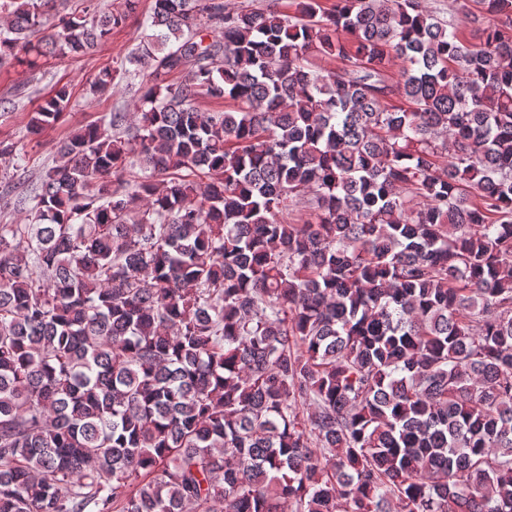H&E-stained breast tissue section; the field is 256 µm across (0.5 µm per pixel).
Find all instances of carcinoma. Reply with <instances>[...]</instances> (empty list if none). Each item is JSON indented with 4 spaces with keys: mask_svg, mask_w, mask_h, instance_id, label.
Here are the masks:
<instances>
[{
    "mask_svg": "<svg viewBox=\"0 0 512 512\" xmlns=\"http://www.w3.org/2000/svg\"><path fill=\"white\" fill-rule=\"evenodd\" d=\"M56 2L0 0V67L138 4ZM462 10L153 0L92 82L135 111L0 224V512H512V0ZM461 0H429L428 5L441 18L448 19L450 16L456 20L459 29L464 35H468L473 25L470 18L465 17L458 11Z\"/></svg>",
    "mask_w": 512,
    "mask_h": 512,
    "instance_id": "cac0c4a2",
    "label": "carcinoma"
}]
</instances>
